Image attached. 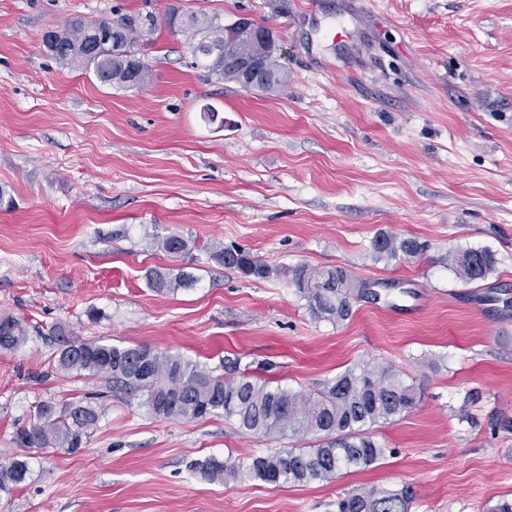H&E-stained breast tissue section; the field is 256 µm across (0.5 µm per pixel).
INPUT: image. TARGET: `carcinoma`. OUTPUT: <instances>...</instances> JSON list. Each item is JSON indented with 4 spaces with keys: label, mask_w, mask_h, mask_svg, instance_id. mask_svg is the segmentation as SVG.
Masks as SVG:
<instances>
[{
    "label": "carcinoma",
    "mask_w": 512,
    "mask_h": 512,
    "mask_svg": "<svg viewBox=\"0 0 512 512\" xmlns=\"http://www.w3.org/2000/svg\"><path fill=\"white\" fill-rule=\"evenodd\" d=\"M195 42L188 43L193 66L217 82L238 83L224 66V54L196 50L207 42L224 47L226 25L217 17L188 18ZM112 28V38L98 41L96 31ZM157 24L151 14H125L116 20L75 17L62 30L46 35L43 47L59 62L77 66L101 83L142 89L151 78V66L138 56L135 45L151 41ZM157 247L172 255H190L193 246L176 234L155 238ZM376 257L401 254L416 257L425 245L415 238L378 234L371 243ZM209 259L246 278L269 279L278 270L241 248L222 243L208 247ZM449 266L465 282L485 280L496 259L486 248H469L448 256ZM159 294L175 293L196 284L181 270L154 269L146 276ZM293 283L311 316L341 325L352 316L353 301L374 297L373 283L356 279L342 267L294 272ZM56 371L73 377L91 376L108 385L145 396V405L159 420L195 422L222 416L242 432L259 437L280 435L304 446L221 461L198 460L192 469L210 483L241 476L272 485L331 483L344 471L365 470L379 464L388 449L375 442L369 430L405 416L420 397L414 384L390 366L359 363L313 391L295 390L270 378L240 371L239 360L225 359L224 374L216 375L180 353L158 351L148 345L120 346L104 340H81L65 328H56ZM29 336L25 320L0 314V349L15 350ZM104 408L90 400L39 404L34 422L17 432L25 448H62L78 452L97 428ZM30 476L28 461L14 458L0 466V492L24 485ZM416 492L410 485L397 490L357 489L337 504L338 512H410Z\"/></svg>",
    "instance_id": "obj_1"
}]
</instances>
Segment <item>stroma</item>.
Instances as JSON below:
<instances>
[{
  "label": "stroma",
  "instance_id": "obj_1",
  "mask_svg": "<svg viewBox=\"0 0 512 512\" xmlns=\"http://www.w3.org/2000/svg\"><path fill=\"white\" fill-rule=\"evenodd\" d=\"M303 0H0V313L30 335L0 350V464L25 485L0 512H336L343 493L412 485V512H486L512 498V0H323L353 14L356 40L313 42ZM271 28L288 70L273 94L194 68L172 9ZM152 13L139 44L144 90L101 84L43 48L76 16ZM220 123L206 122L204 105ZM381 232L427 245L376 258ZM195 242L191 258L155 237ZM249 250L278 276L249 279L205 245ZM496 256L464 283L449 254ZM341 266L381 283L342 325L312 318L297 267ZM155 267L189 268L193 288L159 295ZM85 340L177 352L223 374L226 354L297 390L358 362L393 366L419 388L403 418L376 425L388 448L335 482L209 483L196 459L288 447L220 417L161 421L143 396L53 368V327ZM477 393L465 404L468 393ZM96 394L104 414L85 447L22 448L38 404ZM30 476L29 464L26 459L13 458L0 466V492L10 494L13 488L24 485Z\"/></svg>",
  "mask_w": 512,
  "mask_h": 512
}]
</instances>
